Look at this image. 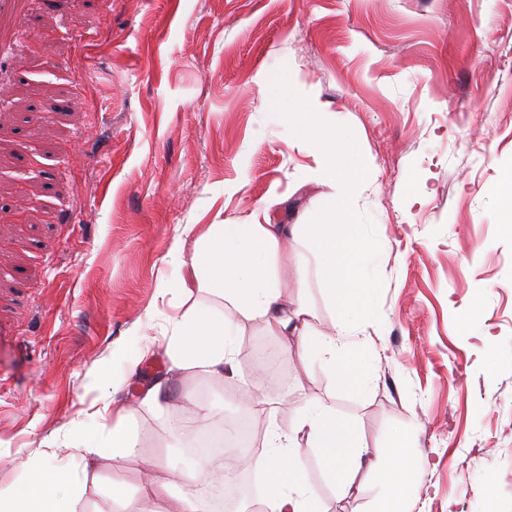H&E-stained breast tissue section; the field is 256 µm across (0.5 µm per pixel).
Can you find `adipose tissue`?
Here are the masks:
<instances>
[{"mask_svg": "<svg viewBox=\"0 0 512 512\" xmlns=\"http://www.w3.org/2000/svg\"><path fill=\"white\" fill-rule=\"evenodd\" d=\"M290 118L298 136L321 159L317 176L334 186L318 222L304 227L315 264L296 265L294 273L299 280L314 275L338 304L337 323L332 330H323L303 297H289L275 267L288 234L285 225L264 223L256 217L243 224H212L196 242L190 260L192 281L225 301L231 312L217 315L206 307L176 306L166 320L165 352L173 369L199 368L223 380L225 370L237 362L238 317H257L276 339L280 354L290 355L297 346L315 347L331 385L358 388L373 382L378 374L364 364L366 345L354 322L370 292L371 256L361 248L359 225L346 220L361 172L360 149L348 139L325 132L313 104L294 107ZM122 356V351L116 350L101 362L95 381L98 395L89 407L90 417H111V428L95 439L72 436L67 442L68 447L81 450L88 464L108 450L124 457L139 454L127 426L128 409L114 404L115 393L137 366L136 361H129L125 373L114 374L112 365ZM409 446L408 437L399 432L390 447H368L331 406L309 402L304 414L288 427H268L261 451L252 455L251 469L266 477L265 493L257 506L260 512H323L304 465V456L310 452L320 458L339 494L348 495L356 475L368 468L389 488L376 512H406L401 490L413 478ZM234 466L231 455L217 448L188 472L156 466L144 475L138 492L144 500L163 503V512H209L201 484L234 480ZM79 493L66 474H37L16 491L0 492V512H76Z\"/></svg>", "mask_w": 512, "mask_h": 512, "instance_id": "adipose-tissue-1", "label": "adipose tissue"}]
</instances>
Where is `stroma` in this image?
Listing matches in <instances>:
<instances>
[{"label":"stroma","mask_w":512,"mask_h":512,"mask_svg":"<svg viewBox=\"0 0 512 512\" xmlns=\"http://www.w3.org/2000/svg\"><path fill=\"white\" fill-rule=\"evenodd\" d=\"M1 29L21 47L0 63V490L28 477L17 452L80 481L78 512H117L116 485L127 512H154L134 493L137 461L83 464L64 436L102 432L84 417L101 361L161 337L193 254L185 225L318 220L333 186L285 89L363 152L349 221L375 255L358 323L378 377L332 388L310 350L275 358L270 377L243 363L220 385L185 373L171 394L206 392L216 419L250 390L284 398L283 427L323 401L372 448L408 430V512H512V201L498 190L512 171V0H28ZM476 301L484 318L460 328ZM168 366L155 346L118 398L141 452L188 468L166 414L133 405ZM304 462L324 512L383 493L363 472L340 497Z\"/></svg>","instance_id":"stroma-1"}]
</instances>
